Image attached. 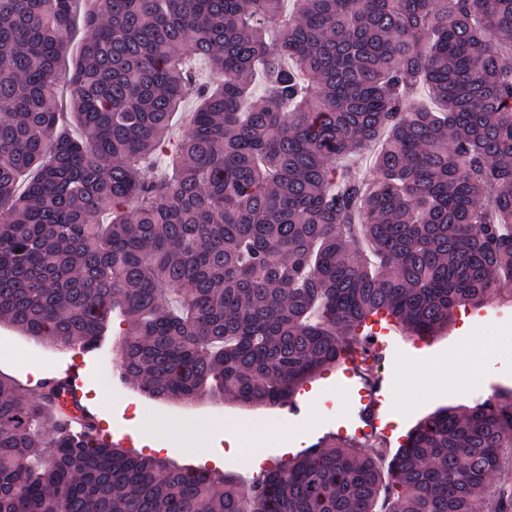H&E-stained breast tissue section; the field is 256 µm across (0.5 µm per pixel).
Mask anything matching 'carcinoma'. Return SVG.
<instances>
[{"label": "carcinoma", "mask_w": 512, "mask_h": 512, "mask_svg": "<svg viewBox=\"0 0 512 512\" xmlns=\"http://www.w3.org/2000/svg\"><path fill=\"white\" fill-rule=\"evenodd\" d=\"M78 2L0 0V321L89 351L118 312L141 393L283 407L375 316L512 301V0H92L75 53ZM374 142L373 178L338 165ZM69 392L0 377V512H512V390L386 468L332 439L249 482L106 442Z\"/></svg>", "instance_id": "cac0c4a2"}]
</instances>
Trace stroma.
Here are the masks:
<instances>
[{
  "label": "stroma",
  "mask_w": 512,
  "mask_h": 512,
  "mask_svg": "<svg viewBox=\"0 0 512 512\" xmlns=\"http://www.w3.org/2000/svg\"><path fill=\"white\" fill-rule=\"evenodd\" d=\"M124 329V323L113 320L102 349L81 356L71 349L37 342L0 323V376L30 390L34 382L27 371L29 364H38L42 377L49 378L75 358H83L81 402L98 412L104 440H125L127 449L143 454L155 446L159 458L186 467L211 465L242 480L254 475L246 454L247 445L254 442L248 427L264 431L260 450L272 465L337 433L340 426L357 422L358 396L347 390L340 366L323 371L311 391L296 396L300 407L296 415L284 407H245L229 397L221 402L202 398L191 404L149 398L122 383L118 375H102L103 366L114 363L112 345ZM462 332L455 324L426 342L400 331L390 332L391 346L379 366L389 383L382 414L398 418L401 433L438 408L470 407L490 390L512 389V347L485 358L474 379L466 356L457 352ZM446 377L462 379V387L454 391L439 388V381Z\"/></svg>",
  "instance_id": "1"
}]
</instances>
